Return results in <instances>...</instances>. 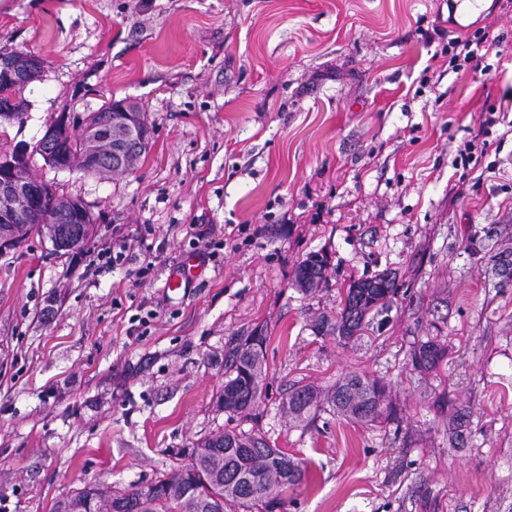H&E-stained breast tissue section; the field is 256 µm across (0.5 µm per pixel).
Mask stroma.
Listing matches in <instances>:
<instances>
[{
  "label": "stroma",
  "instance_id": "obj_1",
  "mask_svg": "<svg viewBox=\"0 0 512 512\" xmlns=\"http://www.w3.org/2000/svg\"><path fill=\"white\" fill-rule=\"evenodd\" d=\"M479 30L503 53L477 83L441 50ZM0 47L43 61L0 148L109 100L139 103L152 129L126 173L30 159L102 221L74 255L34 233L0 252V512L188 463L228 426L224 351L255 329L263 393L237 425L307 466L283 512H512V281L492 274L512 255V0L460 25L448 0H0ZM492 107L494 170L476 182L455 161ZM212 225L224 241L202 276L167 290L191 229ZM312 252L329 285L307 293L293 272ZM385 270L400 292L373 330L312 332L349 280ZM434 335L448 354L423 376L407 354ZM348 372L391 383L396 421L303 427L283 410L289 386ZM454 404L471 412L463 448Z\"/></svg>",
  "mask_w": 512,
  "mask_h": 512
}]
</instances>
